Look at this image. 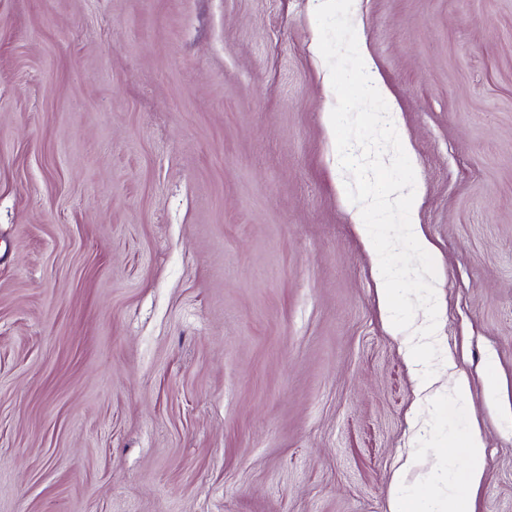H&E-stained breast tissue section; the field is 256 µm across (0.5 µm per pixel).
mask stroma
<instances>
[{
    "mask_svg": "<svg viewBox=\"0 0 512 512\" xmlns=\"http://www.w3.org/2000/svg\"><path fill=\"white\" fill-rule=\"evenodd\" d=\"M317 0H0V512H512V0H353L470 383L336 187ZM497 366L487 370V352ZM449 448H460L448 453V478L461 473L464 482L478 486L484 476V458L486 444L481 432L472 428L459 444ZM461 467L457 469V465ZM440 510H425L426 512H470L466 497L459 487L448 482V494L442 501Z\"/></svg>",
    "mask_w": 512,
    "mask_h": 512,
    "instance_id": "35a3bbf8",
    "label": "stroma"
}]
</instances>
